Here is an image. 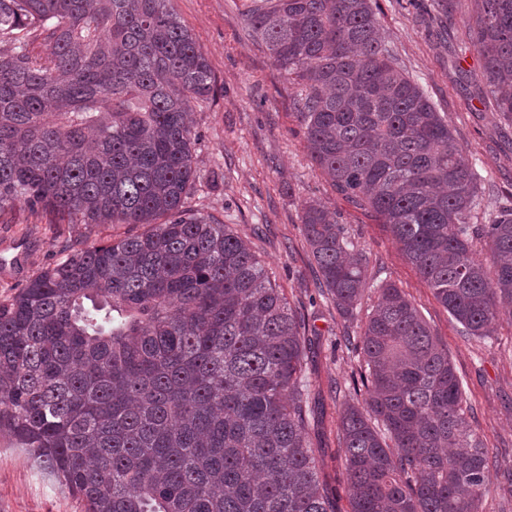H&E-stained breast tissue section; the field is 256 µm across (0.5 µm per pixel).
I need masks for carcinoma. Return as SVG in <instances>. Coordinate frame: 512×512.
<instances>
[{
    "label": "carcinoma",
    "instance_id": "obj_1",
    "mask_svg": "<svg viewBox=\"0 0 512 512\" xmlns=\"http://www.w3.org/2000/svg\"><path fill=\"white\" fill-rule=\"evenodd\" d=\"M166 2L0 0V215L145 226L0 300V429L85 512H336L307 438L305 317L228 225L185 206L188 109L213 80ZM247 25L302 86L305 148L332 189L387 227L463 335L487 337L512 306V208L471 223L476 170L375 0H260ZM468 40L512 120V0H476ZM301 224L341 316L377 294L356 346L365 397L339 426L350 512H479L495 460L448 347L395 283L370 284L336 213L308 201Z\"/></svg>",
    "mask_w": 512,
    "mask_h": 512
}]
</instances>
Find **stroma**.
<instances>
[{"instance_id":"1","label":"stroma","mask_w":512,"mask_h":512,"mask_svg":"<svg viewBox=\"0 0 512 512\" xmlns=\"http://www.w3.org/2000/svg\"><path fill=\"white\" fill-rule=\"evenodd\" d=\"M253 0H169L168 7L206 54L214 93L191 105L199 178L187 200L194 212L228 224L266 267L291 306L309 324L307 375L315 404L308 438L320 450L321 478L339 512L350 487L338 442L340 412L354 396L360 357L351 347L371 310L341 317L317 288L318 271L300 214L317 200L369 258L368 273L395 282L419 309L448 355L467 395V419L497 460L479 512H512V316H501L484 339L459 325L402 256L387 228L355 209L312 164L295 115L300 87L251 34ZM474 0H459L443 29L435 0H378L381 34L401 66L445 116L479 174L484 194L473 221L487 223L512 207V120L487 100L481 60L466 31ZM132 224L87 226L24 206L0 216V300L53 265L64 245L84 248L140 233ZM0 512H84V504L39 467L9 432L0 431Z\"/></svg>"}]
</instances>
